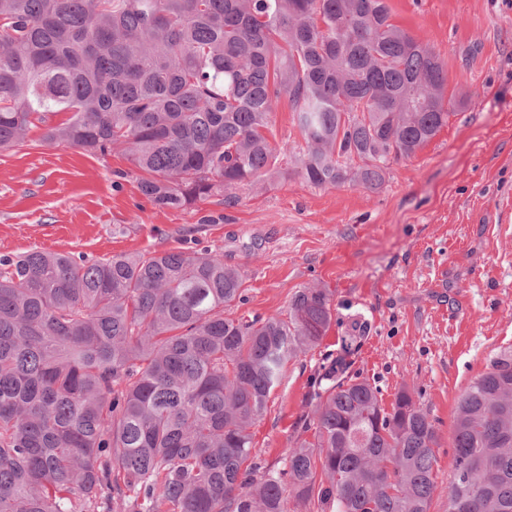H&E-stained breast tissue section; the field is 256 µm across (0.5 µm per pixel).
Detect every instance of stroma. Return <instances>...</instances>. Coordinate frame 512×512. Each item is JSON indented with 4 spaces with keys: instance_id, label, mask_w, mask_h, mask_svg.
Wrapping results in <instances>:
<instances>
[{
    "instance_id": "35a3bbf8",
    "label": "stroma",
    "mask_w": 512,
    "mask_h": 512,
    "mask_svg": "<svg viewBox=\"0 0 512 512\" xmlns=\"http://www.w3.org/2000/svg\"><path fill=\"white\" fill-rule=\"evenodd\" d=\"M394 20L428 43L465 99L380 189L317 187L284 170L188 209L155 207L121 153L40 140L0 151V255L33 249L93 262L120 253L223 254L243 294L224 315L287 317L319 286L332 321L286 365L251 428L259 469L302 440L310 385L328 359L378 386H402L436 422L434 467L449 483L457 403L490 359L512 347V0H389Z\"/></svg>"
}]
</instances>
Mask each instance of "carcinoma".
I'll list each match as a JSON object with an SVG mask.
<instances>
[{"mask_svg": "<svg viewBox=\"0 0 512 512\" xmlns=\"http://www.w3.org/2000/svg\"><path fill=\"white\" fill-rule=\"evenodd\" d=\"M284 98L288 164L334 189H379L464 104L388 0H0V149L39 122L47 146L121 151L160 209L268 175ZM242 293L208 251L0 256V512H430L435 420L342 356L312 439L255 477L250 428L332 312L310 287L286 321L224 317ZM445 490L448 512H512L511 349L459 400ZM269 139L278 152L286 154L290 148L302 142L287 100H282L271 116Z\"/></svg>", "mask_w": 512, "mask_h": 512, "instance_id": "1", "label": "carcinoma"}]
</instances>
